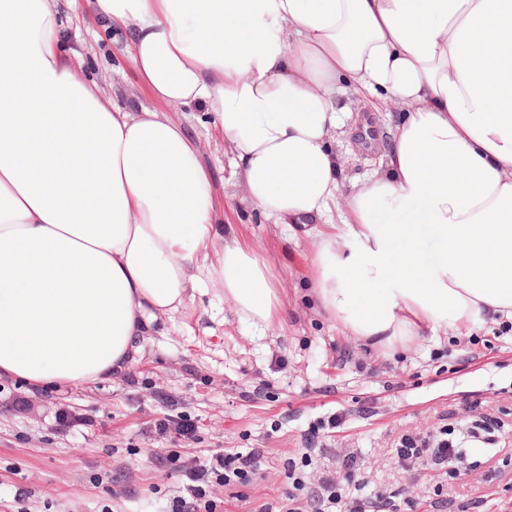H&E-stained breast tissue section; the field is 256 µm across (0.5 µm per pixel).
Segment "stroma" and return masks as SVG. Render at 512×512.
I'll return each mask as SVG.
<instances>
[{
  "label": "stroma",
  "mask_w": 512,
  "mask_h": 512,
  "mask_svg": "<svg viewBox=\"0 0 512 512\" xmlns=\"http://www.w3.org/2000/svg\"><path fill=\"white\" fill-rule=\"evenodd\" d=\"M65 0L66 33L81 76L105 85L123 107L152 106L112 30ZM351 132L336 139L346 180L381 166L398 118L349 94ZM198 139L224 209L217 222L256 241L287 283L288 324L256 328L209 286L145 336L143 353L121 377L38 390L0 379V512H171L185 496L187 467L227 448L264 451L250 486L213 485L217 512H258L291 489L286 465L309 452V487L340 474L341 455L360 454L369 488L432 512L435 485L447 512H512V331L503 320L425 334L409 350L364 347L306 301L310 240L240 205L242 190L224 135L211 116L177 111ZM371 120L381 137L363 144ZM343 416L335 432L318 421ZM488 416L490 443L470 442L454 476L401 468L393 453L405 434L465 433Z\"/></svg>",
  "instance_id": "stroma-1"
}]
</instances>
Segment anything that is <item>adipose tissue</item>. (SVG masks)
<instances>
[{"label": "adipose tissue", "instance_id": "obj_1", "mask_svg": "<svg viewBox=\"0 0 512 512\" xmlns=\"http://www.w3.org/2000/svg\"><path fill=\"white\" fill-rule=\"evenodd\" d=\"M60 0H0V378L107 380L209 284L258 328L286 284L220 236L199 142L224 133L241 200L315 225L321 312L375 348L512 320V0H86L154 107L77 76ZM364 90L402 104L379 171L342 190L333 149Z\"/></svg>", "mask_w": 512, "mask_h": 512}]
</instances>
